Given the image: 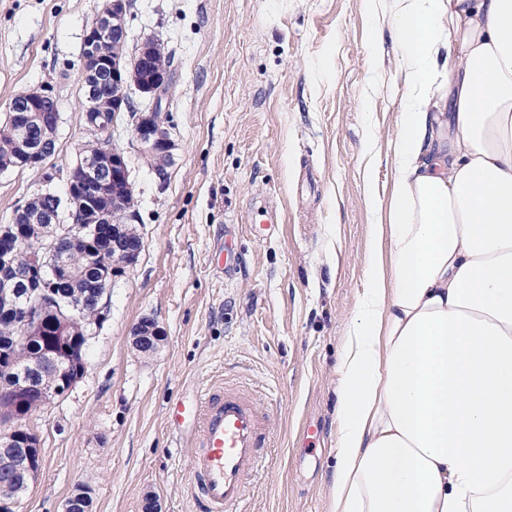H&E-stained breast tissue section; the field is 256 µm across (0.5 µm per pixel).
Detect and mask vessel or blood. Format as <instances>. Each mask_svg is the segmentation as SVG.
<instances>
[{"mask_svg": "<svg viewBox=\"0 0 512 512\" xmlns=\"http://www.w3.org/2000/svg\"><path fill=\"white\" fill-rule=\"evenodd\" d=\"M167 421L175 429L189 428L187 437L196 448L192 487L206 512H246L267 438L265 415L254 393L228 381L196 395L192 404L176 403Z\"/></svg>", "mask_w": 512, "mask_h": 512, "instance_id": "b4317fda", "label": "vessel or blood"}]
</instances>
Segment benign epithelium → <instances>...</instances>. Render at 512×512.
Returning <instances> with one entry per match:
<instances>
[{"label": "benign epithelium", "instance_id": "obj_1", "mask_svg": "<svg viewBox=\"0 0 512 512\" xmlns=\"http://www.w3.org/2000/svg\"><path fill=\"white\" fill-rule=\"evenodd\" d=\"M128 11V0H106L84 32L82 112L85 123L102 133V140L97 151L81 156L66 175L69 215L93 213L95 223L112 225V243L98 248L93 257L96 267L100 268L93 287L106 294L112 289L113 274L133 266L138 250L129 244L128 224L134 219L135 190L128 155L111 143L112 126L102 122L103 113L129 114L132 142L160 179L167 175L173 148L165 128L169 91L174 80L170 56L152 36L144 37L133 55L126 54ZM134 92L149 103V108L132 111L130 96ZM46 98H56L51 84L15 95L8 106L9 125L24 150L19 162L31 169L46 168L47 155L42 145L27 138L33 126L46 127L40 108V101ZM49 195V181L45 180L35 193L15 207L10 220L12 227L0 233V238L4 239L0 246V263L4 266H10L16 247L24 240L23 224L38 218L47 224L58 223L54 212L47 210L34 214L31 211L34 201ZM83 231L80 227L63 236L54 254L62 257L77 252L83 243ZM68 268V263L61 261L50 265L40 280L23 284L25 292L22 295L16 292V284L6 278L0 293L15 299L16 317L12 324L19 328L20 335L13 337L12 345L41 340V361L51 364L63 382L73 371L85 368L84 352L91 335V328L84 322L85 298L71 297L63 306L45 300L52 293L48 284L68 276ZM163 336V330L155 323L138 325L132 333L133 348L152 354L157 351ZM69 390L67 385L37 380L27 371L14 376V383L6 390L13 415L0 425V444L7 447L18 442L22 454L10 465L1 462L0 468L5 470L12 465L25 471L29 481L18 487L21 496L38 481L41 468L39 445L25 438L29 434L25 421L31 414L64 397Z\"/></svg>", "mask_w": 512, "mask_h": 512}]
</instances>
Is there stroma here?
I'll use <instances>...</instances> for the list:
<instances>
[{
    "label": "stroma",
    "instance_id": "1",
    "mask_svg": "<svg viewBox=\"0 0 512 512\" xmlns=\"http://www.w3.org/2000/svg\"><path fill=\"white\" fill-rule=\"evenodd\" d=\"M105 0H0V116L12 97L54 85L62 124L49 165L58 192L84 139L80 60ZM393 0H131L129 47L155 35L171 56L158 179L120 115L143 238L114 278L108 315L82 377L31 415L42 472L16 512H63L76 485L93 512H201L195 449L167 412L234 381L267 411L272 446L250 512H329L336 460V361L370 258L368 194L389 195L405 92L402 55L369 31ZM41 184L0 176V224ZM145 317L165 332L157 354L132 346Z\"/></svg>",
    "mask_w": 512,
    "mask_h": 512
}]
</instances>
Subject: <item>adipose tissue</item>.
<instances>
[{
  "label": "adipose tissue",
  "mask_w": 512,
  "mask_h": 512,
  "mask_svg": "<svg viewBox=\"0 0 512 512\" xmlns=\"http://www.w3.org/2000/svg\"><path fill=\"white\" fill-rule=\"evenodd\" d=\"M388 247L336 364L331 512H512V0H396Z\"/></svg>",
  "instance_id": "ef3b65f1"
}]
</instances>
